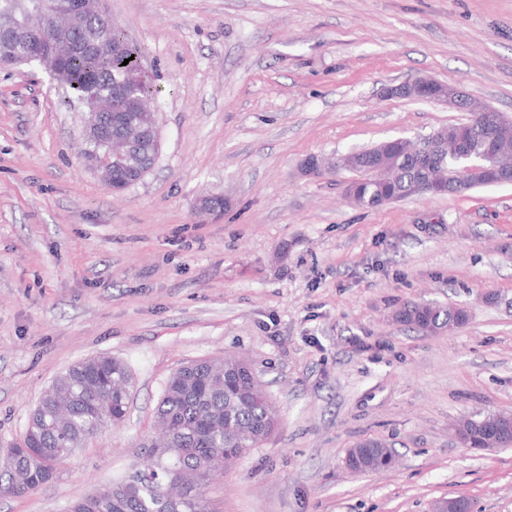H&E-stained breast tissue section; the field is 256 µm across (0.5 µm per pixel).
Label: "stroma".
I'll return each mask as SVG.
<instances>
[{
    "label": "stroma",
    "mask_w": 512,
    "mask_h": 512,
    "mask_svg": "<svg viewBox=\"0 0 512 512\" xmlns=\"http://www.w3.org/2000/svg\"><path fill=\"white\" fill-rule=\"evenodd\" d=\"M163 91L160 157L123 194L81 163L83 114L43 66L0 71V445L55 378L105 354L133 377L121 424L0 512H66L125 478L170 374L251 361L276 429L209 477L210 512H512V447L451 425L512 412V184L362 209L331 156L466 122L386 95L430 76L512 119V0H108ZM223 196L201 220L200 198ZM407 302L463 306L448 333ZM379 437L395 465L350 472ZM395 321L423 331L451 332L468 320V311L461 307H444L428 303H406L394 314Z\"/></svg>",
    "instance_id": "obj_1"
}]
</instances>
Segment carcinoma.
<instances>
[{"mask_svg":"<svg viewBox=\"0 0 512 512\" xmlns=\"http://www.w3.org/2000/svg\"><path fill=\"white\" fill-rule=\"evenodd\" d=\"M27 0H0V22L11 19ZM74 49L64 60H46L54 79L72 98L81 100L92 84L105 95L121 87L129 97L156 107L161 94L153 74L143 65V51L112 25L111 14L93 17L72 33ZM480 117L441 128L429 136L443 162L429 165L413 155L414 144L398 139L362 152L336 157V167L359 166L349 197L361 208H376L416 195L426 186L431 195L450 185L462 194L484 183L457 176L455 147L485 153L491 166L512 169V120L499 119L495 137L485 140ZM395 321L423 331L451 332L468 320L461 307L406 303ZM237 358L210 363L193 361L172 373L158 401L159 429L149 440L148 459L122 481L70 504L72 512H206L202 480L224 463L256 447L276 427L278 410L257 382L233 370ZM133 382L128 367L110 356L84 359L61 374L33 410L25 432L31 445L19 440L0 448V491L24 494L52 479V472L85 441L110 423L124 421ZM357 469L368 472L392 466L389 444L370 438L356 445Z\"/></svg>","mask_w":512,"mask_h":512,"instance_id":"1","label":"carcinoma"}]
</instances>
